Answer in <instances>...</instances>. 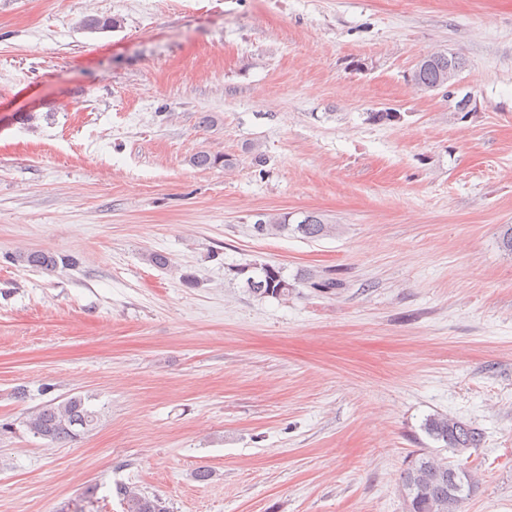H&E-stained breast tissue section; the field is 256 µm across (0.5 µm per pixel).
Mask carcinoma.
I'll use <instances>...</instances> for the list:
<instances>
[{
  "mask_svg": "<svg viewBox=\"0 0 512 512\" xmlns=\"http://www.w3.org/2000/svg\"><path fill=\"white\" fill-rule=\"evenodd\" d=\"M80 25L91 32L106 31L116 27L112 17L86 16ZM466 60L458 53L435 51L425 55L412 72L411 81L421 91L447 89L448 82L457 78L465 68ZM401 113L391 108L367 113V120L373 123L398 122ZM288 217L267 216L253 224L254 232L269 234L286 231ZM333 225L323 221L320 215L311 213L294 228V231L309 239H319L332 233ZM18 261L30 267L47 272L59 265L56 255L49 252H26ZM238 275L246 276L245 283L250 292L261 297L286 296L295 288L284 275V269L277 265L264 264L259 274H248L240 268ZM97 412L87 405L82 396H71L64 400H51L24 421L27 431L33 436L52 443H67L88 433L97 424ZM423 430L434 441L440 443V450L454 456H461L481 446L484 435L478 428L457 418L444 415H430L423 423ZM475 481L471 474L459 467L448 464V458H436L421 452L410 461L404 472L402 488L405 493L407 512H460V506L473 493ZM124 512H167L160 498L149 496L133 487L121 485L116 488Z\"/></svg>",
  "mask_w": 512,
  "mask_h": 512,
  "instance_id": "1",
  "label": "carcinoma"
}]
</instances>
